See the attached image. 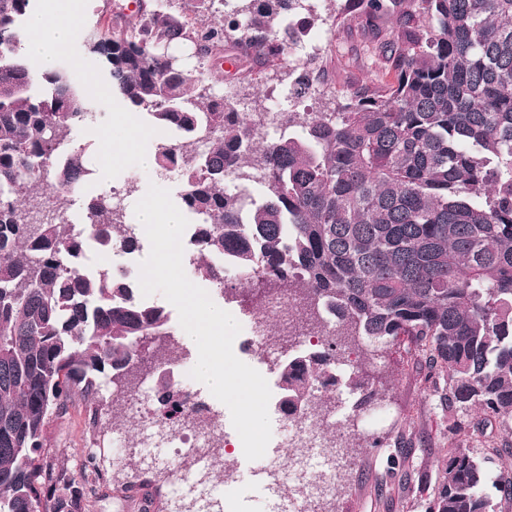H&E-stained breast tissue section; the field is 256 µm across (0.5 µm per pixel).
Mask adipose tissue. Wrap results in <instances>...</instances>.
<instances>
[{"instance_id": "obj_1", "label": "adipose tissue", "mask_w": 512, "mask_h": 512, "mask_svg": "<svg viewBox=\"0 0 512 512\" xmlns=\"http://www.w3.org/2000/svg\"><path fill=\"white\" fill-rule=\"evenodd\" d=\"M78 10L67 0H44L43 8L29 17L26 54L38 69H52L62 50L78 38Z\"/></svg>"}]
</instances>
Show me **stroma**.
Instances as JSON below:
<instances>
[{"label":"stroma","instance_id":"obj_1","mask_svg":"<svg viewBox=\"0 0 512 512\" xmlns=\"http://www.w3.org/2000/svg\"><path fill=\"white\" fill-rule=\"evenodd\" d=\"M342 0H317L313 11L299 14L303 26L325 33V44L315 58V65L327 79L310 98L309 105L317 112H334L346 95L362 85L389 80L392 75L389 54L377 47L373 57L364 54L366 36L358 22L342 13ZM59 64L75 70L83 84L97 88L100 116L96 123L81 128L75 135L76 146L96 169L93 179L82 189L62 200L69 219L82 224L85 204L93 197L110 191L117 184L134 183V190L125 200V220L136 223V203L155 184L178 195L177 174L149 170L138 166L134 152L119 158L106 155L100 144L107 130L113 127L112 115L124 110V103L109 90V77L103 62L90 54L83 41H74L58 57ZM303 61L288 63L241 59L240 69L231 74L218 71L208 79L214 90L245 103L248 112L264 111L268 91L285 96ZM214 303L223 305L241 324L233 350L244 363L275 383L279 350L263 354L246 346L251 323L239 297L232 292H219L211 283H204ZM370 389L384 409L382 417L371 423L351 418L346 400L326 398L323 410H337L344 420L335 436L342 469L334 497L318 499L312 512H425L428 499L437 485V465L448 450L466 440L467 432L451 434L449 425L455 421L479 419L478 411L451 410L441 404L424 360L412 346L400 342L381 349L369 365ZM112 385L102 382L99 400L101 410L98 426H90L84 402H76L62 418L51 421L47 436L56 461L64 466H78L83 451H97V463L103 479L95 483L89 496V512H136L131 498L142 493V479L152 480L159 487L164 512H182L188 497L173 494L169 478L160 461L145 460L120 467L113 461L121 433L112 429ZM268 492L263 483L254 481L243 452H234L226 462L222 486V512H264Z\"/></svg>","mask_w":512,"mask_h":512}]
</instances>
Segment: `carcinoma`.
Returning <instances> with one entry per match:
<instances>
[{
  "label": "carcinoma",
  "instance_id": "1",
  "mask_svg": "<svg viewBox=\"0 0 512 512\" xmlns=\"http://www.w3.org/2000/svg\"><path fill=\"white\" fill-rule=\"evenodd\" d=\"M34 0H0V512H86L98 470L58 465L46 443L51 418L98 397L99 375L131 377L169 365V313L138 300L105 268L88 275V242L116 245L123 210L106 196L86 207L85 230L58 212L25 220L23 203L51 185L79 187L95 170L67 145L95 112L94 92L62 65L33 69L20 52ZM219 23L145 6L85 33L112 93L175 135L155 156L182 180V210L196 219L193 276L224 290L227 254L252 272L255 293L297 281L310 317L323 313L373 346L406 338L425 360L440 401L512 422V0H345L365 26L394 15L385 42L393 81L349 93L337 112H308L260 149L243 113L206 92L224 46L256 59H288L304 29L288 19L305 0H199ZM193 49L195 64L175 51ZM256 179L267 195L228 192ZM279 367L290 413L314 382L340 384L336 338L287 340ZM155 414L200 411L188 386L155 377ZM512 472L456 445L438 465L426 512H502Z\"/></svg>",
  "mask_w": 512,
  "mask_h": 512
}]
</instances>
